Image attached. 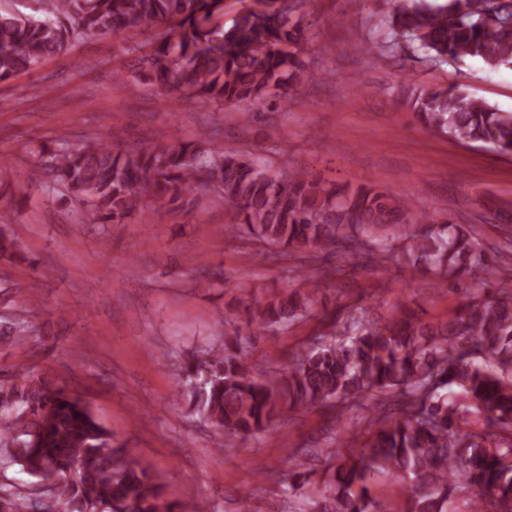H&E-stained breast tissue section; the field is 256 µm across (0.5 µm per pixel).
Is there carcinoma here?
<instances>
[{
  "instance_id": "obj_1",
  "label": "carcinoma",
  "mask_w": 512,
  "mask_h": 512,
  "mask_svg": "<svg viewBox=\"0 0 512 512\" xmlns=\"http://www.w3.org/2000/svg\"><path fill=\"white\" fill-rule=\"evenodd\" d=\"M299 0H250L231 27L224 0H49L47 16L0 12V81L65 53L79 39L142 24L164 25L162 38L117 78L125 87L182 89L199 101L245 105L244 117L288 99V85L305 73L299 59L305 16ZM385 47L410 59L489 68L512 66V0H400L386 22ZM366 40L354 49L381 50ZM414 119L463 144L512 153V113L468 93L466 86L414 87ZM53 182L86 204L87 224H119L132 213L150 221V208L176 209L214 187L243 232L278 249L336 253L380 264L394 250L421 264L443 288L488 271L482 244L462 224L409 216L390 191L327 189L304 170L273 175L246 154L201 131L169 147H120L103 138L62 142L39 153ZM309 277L298 274L258 294L237 287L240 326L187 359L177 399L211 425L221 446L266 431L275 415L322 405L366 408L393 397L395 411L374 425L359 450L327 452V476L310 480L301 459L295 484L310 512H382L369 479L407 483L401 512H447L448 496L463 487L472 512H512V443H486L465 431L444 390L457 386L497 432L512 435V288L462 289L456 315L433 324L408 312L379 324L359 306L335 310L329 327L288 363L257 372L248 361L252 337L312 318ZM0 464L19 466L36 480L39 512H209L200 500L168 495L149 468L94 418L77 395L50 390L19 373L0 383ZM22 497L0 494V512H21Z\"/></svg>"
}]
</instances>
